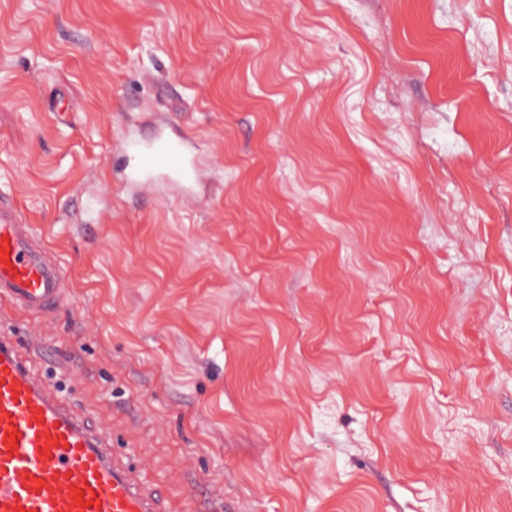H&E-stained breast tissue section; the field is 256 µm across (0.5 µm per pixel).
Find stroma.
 Wrapping results in <instances>:
<instances>
[{"label":"stroma","instance_id":"obj_1","mask_svg":"<svg viewBox=\"0 0 512 512\" xmlns=\"http://www.w3.org/2000/svg\"><path fill=\"white\" fill-rule=\"evenodd\" d=\"M144 112L192 198L115 192ZM1 191L174 512H512V0H0Z\"/></svg>","mask_w":512,"mask_h":512}]
</instances>
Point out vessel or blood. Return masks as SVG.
I'll use <instances>...</instances> for the list:
<instances>
[{"label":"vessel or blood","mask_w":512,"mask_h":512,"mask_svg":"<svg viewBox=\"0 0 512 512\" xmlns=\"http://www.w3.org/2000/svg\"><path fill=\"white\" fill-rule=\"evenodd\" d=\"M127 192L163 177L190 188L196 157L170 125L145 141L123 136ZM65 277L23 214L0 198V302L42 317L63 297ZM37 347L0 336V512H169L103 432L35 366Z\"/></svg>","instance_id":"b4317fda"}]
</instances>
